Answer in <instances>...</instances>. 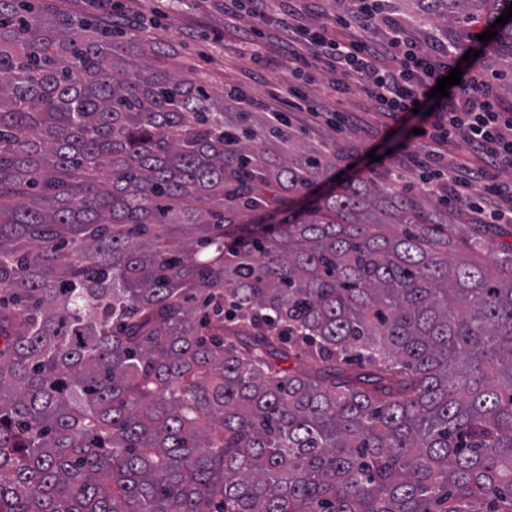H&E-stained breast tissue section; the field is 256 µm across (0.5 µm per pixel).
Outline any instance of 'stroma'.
Instances as JSON below:
<instances>
[{"mask_svg": "<svg viewBox=\"0 0 512 512\" xmlns=\"http://www.w3.org/2000/svg\"><path fill=\"white\" fill-rule=\"evenodd\" d=\"M250 24L249 18L226 15L224 0H128L122 30L132 39L133 51L144 54L155 69H193L215 99H225L231 88L239 86L254 97L266 98L284 88L288 68L275 66L264 71L262 78H254L255 66L240 55L237 40L239 30ZM159 40L169 45V53L157 52L155 43ZM459 67L472 69L475 76L489 83L499 73L512 84V44L491 46L476 65L463 61ZM309 95L325 107H340L351 123L349 131L340 133L309 116L290 122L291 147L330 152L333 166L321 179L319 190L323 193L336 189L342 179L383 174L380 156L388 148L407 142L413 128L425 120L419 113L409 115L401 124H386L375 104L356 88L339 96L324 82L311 87ZM372 152L377 155L373 161L368 158Z\"/></svg>", "mask_w": 512, "mask_h": 512, "instance_id": "35a3bbf8", "label": "stroma"}]
</instances>
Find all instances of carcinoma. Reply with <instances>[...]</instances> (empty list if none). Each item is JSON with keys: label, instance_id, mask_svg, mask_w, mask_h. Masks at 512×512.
<instances>
[{"label": "carcinoma", "instance_id": "obj_1", "mask_svg": "<svg viewBox=\"0 0 512 512\" xmlns=\"http://www.w3.org/2000/svg\"><path fill=\"white\" fill-rule=\"evenodd\" d=\"M233 110L0 0V512H512V232Z\"/></svg>", "mask_w": 512, "mask_h": 512}]
</instances>
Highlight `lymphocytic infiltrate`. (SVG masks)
I'll use <instances>...</instances> for the list:
<instances>
[{"instance_id":"f902f5d3","label":"lymphocytic infiltrate","mask_w":512,"mask_h":512,"mask_svg":"<svg viewBox=\"0 0 512 512\" xmlns=\"http://www.w3.org/2000/svg\"><path fill=\"white\" fill-rule=\"evenodd\" d=\"M269 1L224 0L225 14L246 15L252 22L239 35L242 55L261 67L285 61L293 80L287 94H273L268 102L254 100V108L274 117L286 112L326 117L345 128L341 111L325 112L300 89L324 76L336 93L362 90L393 123L420 109L428 120L419 144L393 156L389 174L399 179L416 172L431 194L447 202L466 200L478 223L512 224V182H501L496 175L512 168V105L504 106L473 76L462 79L458 92L438 106L429 104L430 90L451 67L455 45L441 42L421 49L403 25L365 10L310 24L304 20L303 0H273L279 11L274 19ZM460 141L470 146L475 160L448 168V148Z\"/></svg>"}]
</instances>
